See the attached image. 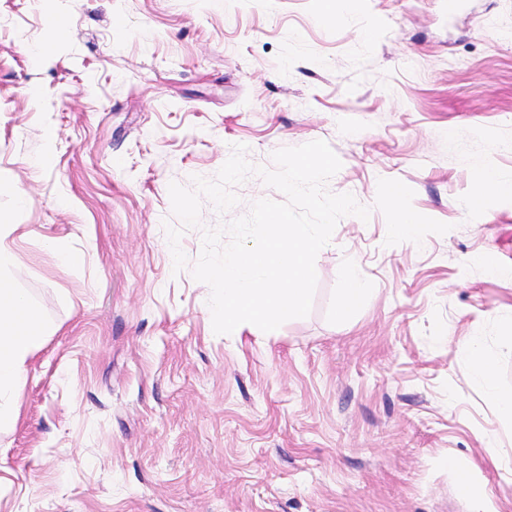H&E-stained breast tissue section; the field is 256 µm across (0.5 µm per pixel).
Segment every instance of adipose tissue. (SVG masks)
<instances>
[{
	"label": "adipose tissue",
	"instance_id": "obj_1",
	"mask_svg": "<svg viewBox=\"0 0 512 512\" xmlns=\"http://www.w3.org/2000/svg\"><path fill=\"white\" fill-rule=\"evenodd\" d=\"M14 230V225H0V421L13 413L14 392L27 374L29 360L41 350L46 335L38 312L4 278L16 263L13 251L6 244ZM465 355L474 376L489 386L493 401L512 415V395L493 388L494 355L474 341L466 346Z\"/></svg>",
	"mask_w": 512,
	"mask_h": 512
}]
</instances>
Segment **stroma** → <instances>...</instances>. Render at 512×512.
Listing matches in <instances>:
<instances>
[{
  "label": "stroma",
  "mask_w": 512,
  "mask_h": 512,
  "mask_svg": "<svg viewBox=\"0 0 512 512\" xmlns=\"http://www.w3.org/2000/svg\"><path fill=\"white\" fill-rule=\"evenodd\" d=\"M323 6L0 0V175L20 191L0 222L46 327L0 426V512H512L490 463L512 420L463 353L479 339L512 390V194L468 206L485 170L512 176V0H360L340 25ZM314 140L369 220L337 223L307 317L215 334L209 287L173 269L170 182L215 178L235 144L268 168ZM234 191L184 231L189 261L202 227L283 198L255 175ZM351 263L369 292L340 322ZM385 197L391 205L397 208L395 224L393 225L395 237L397 239H409L412 234L413 224L415 223L413 214L402 208L401 195L387 191Z\"/></svg>",
  "instance_id": "stroma-1"
}]
</instances>
